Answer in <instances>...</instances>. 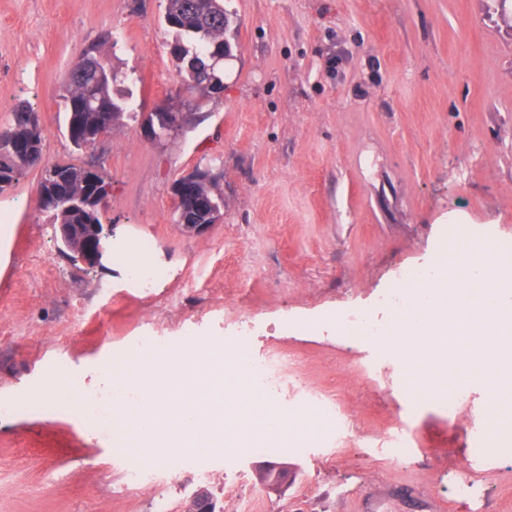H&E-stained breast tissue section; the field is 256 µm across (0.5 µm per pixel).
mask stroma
Returning <instances> with one entry per match:
<instances>
[{"label": "stroma", "instance_id": "35a3bbf8", "mask_svg": "<svg viewBox=\"0 0 512 512\" xmlns=\"http://www.w3.org/2000/svg\"><path fill=\"white\" fill-rule=\"evenodd\" d=\"M237 55L224 88L183 134L146 140L121 118L87 149L65 130L64 84L93 41L126 72L140 111L176 97L164 0H0V128L24 103L40 117L47 161L98 168L112 181V230L98 260L58 249L37 206L38 170L0 194L15 226L0 267V399L42 396L49 370L110 386L134 337L216 346L245 336L288 353L287 393L330 390L351 410L343 445L289 427L274 451L243 440L224 476L183 460L117 454L74 410L0 415V512H182L190 495L249 501L251 512H512V453L472 463L484 420L476 385L455 413L411 405L396 373H371L381 349L346 332L404 266L429 265L451 227L512 251V26L497 0H227ZM210 167L224 220L201 234L175 222L174 183ZM146 241L163 274L129 284L119 245ZM291 322L282 330V322ZM405 431L412 457L382 436ZM285 462L295 480L266 492L252 464ZM149 471L141 487L126 473ZM480 492L462 495V471Z\"/></svg>", "mask_w": 512, "mask_h": 512}]
</instances>
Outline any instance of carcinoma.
<instances>
[{
	"instance_id": "obj_1",
	"label": "carcinoma",
	"mask_w": 512,
	"mask_h": 512,
	"mask_svg": "<svg viewBox=\"0 0 512 512\" xmlns=\"http://www.w3.org/2000/svg\"><path fill=\"white\" fill-rule=\"evenodd\" d=\"M164 20L173 38L171 55L177 60L180 71L185 73L187 87L210 100L223 89L220 67L224 63V47H233L236 29L224 0H165ZM84 74H78L79 63L69 72L64 100L66 124L71 126L74 139L83 131L107 132L112 122L124 115L129 105L128 93L121 89L127 74L105 64L97 54H82ZM35 120L33 109L19 106L11 126L3 129L22 137ZM3 165L8 174L0 177V193L12 188L29 170L31 161L3 155ZM53 223L99 224V211L81 214L69 206V200L59 199L51 209H46Z\"/></svg>"
}]
</instances>
